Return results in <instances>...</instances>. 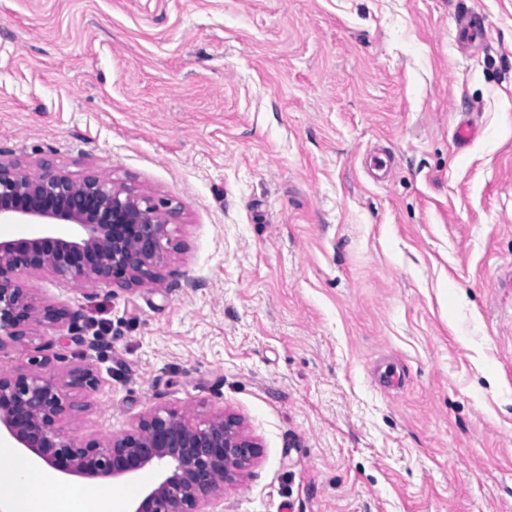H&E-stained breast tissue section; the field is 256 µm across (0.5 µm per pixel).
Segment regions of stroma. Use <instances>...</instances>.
Returning <instances> with one entry per match:
<instances>
[{"instance_id":"35a3bbf8","label":"stroma","mask_w":512,"mask_h":512,"mask_svg":"<svg viewBox=\"0 0 512 512\" xmlns=\"http://www.w3.org/2000/svg\"><path fill=\"white\" fill-rule=\"evenodd\" d=\"M0 160L180 209L153 283L26 278L67 435L222 412L226 512H512V0H0Z\"/></svg>"}]
</instances>
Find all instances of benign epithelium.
Listing matches in <instances>:
<instances>
[{
  "instance_id": "7a95c632",
  "label": "benign epithelium",
  "mask_w": 512,
  "mask_h": 512,
  "mask_svg": "<svg viewBox=\"0 0 512 512\" xmlns=\"http://www.w3.org/2000/svg\"><path fill=\"white\" fill-rule=\"evenodd\" d=\"M177 214L170 203L135 194L98 173L80 180L62 170L28 173L0 161V224H71L68 238L46 235L0 240V350L34 334L37 326L62 330L75 313L38 306L23 278L48 271L78 285L131 290L157 280ZM93 371L63 373L0 370V434L12 438L34 465L62 477L120 481L157 474L128 512H217L224 484L257 456L256 443L235 419H199L188 410L160 407L133 430L78 442L59 427L72 411L74 390H94Z\"/></svg>"
}]
</instances>
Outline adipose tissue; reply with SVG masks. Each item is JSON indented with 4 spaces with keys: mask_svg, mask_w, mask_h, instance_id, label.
Returning <instances> with one entry per match:
<instances>
[{
    "mask_svg": "<svg viewBox=\"0 0 512 512\" xmlns=\"http://www.w3.org/2000/svg\"><path fill=\"white\" fill-rule=\"evenodd\" d=\"M9 493L12 505L35 498L41 512H116L110 490L58 484L51 471L16 460L0 466V493Z\"/></svg>",
    "mask_w": 512,
    "mask_h": 512,
    "instance_id": "ef3b65f1",
    "label": "adipose tissue"
}]
</instances>
